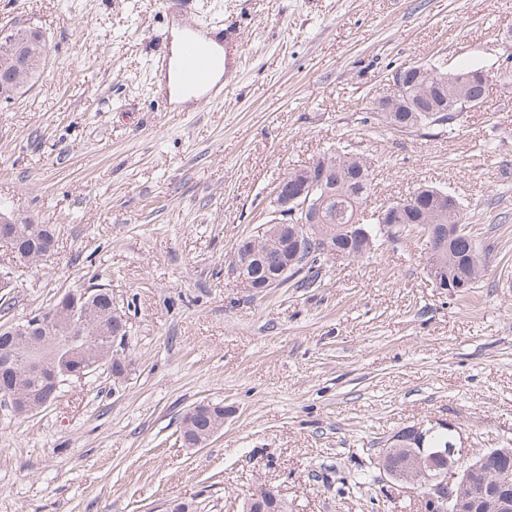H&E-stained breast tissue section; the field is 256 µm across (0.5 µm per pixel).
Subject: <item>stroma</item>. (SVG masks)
Instances as JSON below:
<instances>
[{"mask_svg": "<svg viewBox=\"0 0 512 512\" xmlns=\"http://www.w3.org/2000/svg\"><path fill=\"white\" fill-rule=\"evenodd\" d=\"M180 22L233 30L222 103L158 98L152 65ZM29 26L48 65L0 102V204L57 241L13 268L10 316L110 285L130 374L72 381L33 417L0 408V512H242L259 485L288 512H418L377 465L394 432L453 423L464 463L512 445V86L491 83L449 135L387 130L370 109L417 63L496 70L512 0H0V29ZM339 145L372 162L364 215L425 184L475 207L476 288H434L405 231L323 261L316 288L258 296L229 272L274 184ZM202 401L223 403L224 428L189 448L180 418Z\"/></svg>", "mask_w": 512, "mask_h": 512, "instance_id": "1", "label": "stroma"}]
</instances>
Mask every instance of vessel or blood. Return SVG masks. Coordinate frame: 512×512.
Returning <instances> with one entry per match:
<instances>
[{
  "mask_svg": "<svg viewBox=\"0 0 512 512\" xmlns=\"http://www.w3.org/2000/svg\"><path fill=\"white\" fill-rule=\"evenodd\" d=\"M232 35L220 30L186 26L177 51H163L156 58L154 73L163 84L162 101L175 111V99L190 95L204 103H217L223 96L213 83L216 68H223L225 82H232L239 69V58L232 46Z\"/></svg>",
  "mask_w": 512,
  "mask_h": 512,
  "instance_id": "b4317fda",
  "label": "vessel or blood"
}]
</instances>
